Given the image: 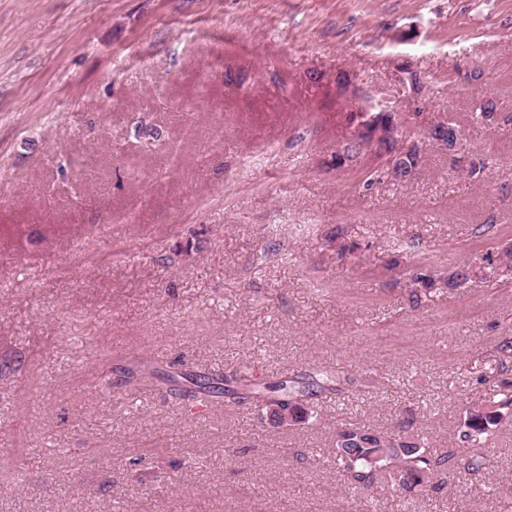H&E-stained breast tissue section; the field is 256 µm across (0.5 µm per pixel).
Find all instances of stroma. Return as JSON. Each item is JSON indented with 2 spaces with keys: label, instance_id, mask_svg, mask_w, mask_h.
<instances>
[{
  "label": "stroma",
  "instance_id": "35a3bbf8",
  "mask_svg": "<svg viewBox=\"0 0 512 512\" xmlns=\"http://www.w3.org/2000/svg\"><path fill=\"white\" fill-rule=\"evenodd\" d=\"M480 96L512 113V0H0V512H512V429L430 496L333 454L343 420L454 447L475 374L512 382V125ZM376 104L424 152L368 187L381 158L335 155ZM319 366L344 388L297 425L169 391Z\"/></svg>",
  "mask_w": 512,
  "mask_h": 512
}]
</instances>
